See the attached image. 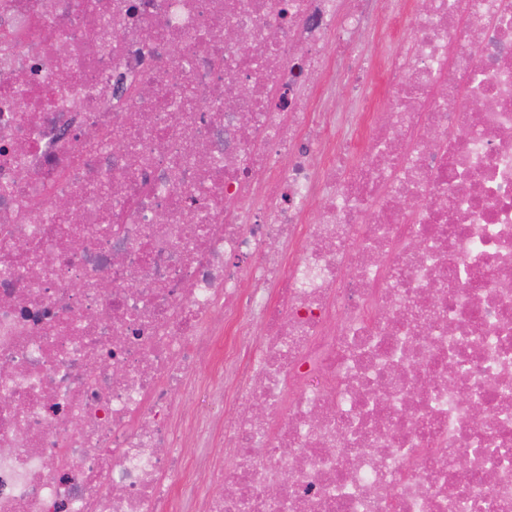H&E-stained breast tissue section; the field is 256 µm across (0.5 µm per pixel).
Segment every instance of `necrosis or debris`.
Masks as SVG:
<instances>
[{
    "mask_svg": "<svg viewBox=\"0 0 512 512\" xmlns=\"http://www.w3.org/2000/svg\"><path fill=\"white\" fill-rule=\"evenodd\" d=\"M0 512H512V0H0ZM407 35V30L402 21H394L380 34L378 40L371 45V53L377 58L383 57L392 43L398 42ZM331 75L336 81V95L332 99V112H336V125L344 129L345 112H354L355 108L345 90L343 77L336 72V65L332 66ZM212 368L208 362H204L198 369V375L194 384L195 391L186 402V409L191 415H196L205 410L209 403V386L212 382L210 376Z\"/></svg>",
    "mask_w": 512,
    "mask_h": 512,
    "instance_id": "obj_1",
    "label": "necrosis or debris"
}]
</instances>
